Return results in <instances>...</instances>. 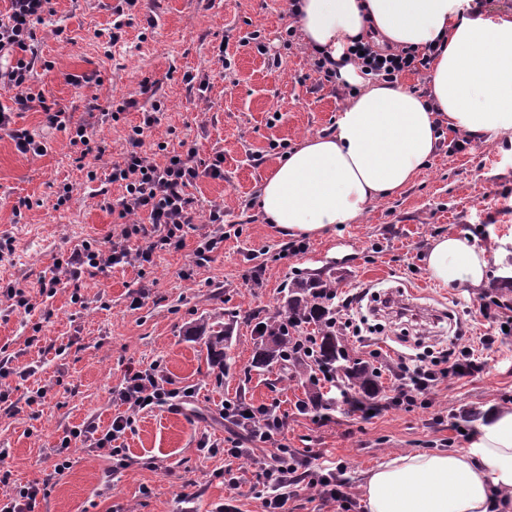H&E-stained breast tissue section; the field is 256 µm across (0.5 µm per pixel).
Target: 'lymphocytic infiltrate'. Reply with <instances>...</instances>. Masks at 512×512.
Wrapping results in <instances>:
<instances>
[{
    "instance_id": "f902f5d3",
    "label": "lymphocytic infiltrate",
    "mask_w": 512,
    "mask_h": 512,
    "mask_svg": "<svg viewBox=\"0 0 512 512\" xmlns=\"http://www.w3.org/2000/svg\"><path fill=\"white\" fill-rule=\"evenodd\" d=\"M52 13V0H9L8 11L0 13V84L15 90L13 107H27L31 100L26 89L35 63L32 52L36 27ZM348 53L364 74L395 84L403 74L429 70L437 51L433 48L424 51L410 48L382 50L370 43L357 41L349 47ZM141 91L153 97V82H143ZM13 107L0 105V130H11L19 152L43 155L45 146L34 134L26 129H12ZM162 109V102L153 97L150 112L146 113L142 124L132 127L121 159L112 164L109 179L124 189L116 202L122 222L117 241L106 252L97 242L85 240L67 256L58 258L56 276L41 285L46 296L55 294L60 276L77 281L91 270L106 266L128 264L142 267L152 264L155 251L182 247L184 237L192 227L195 207V199L189 189L201 176L223 177L224 156L216 154L201 167L194 161V148L172 152L167 141L160 140L156 146L166 153L167 160L161 165L151 161L143 153L142 146L146 133L158 122L157 112ZM134 240L139 243L135 249L130 246ZM482 369V362L466 347L445 366L435 361L413 367L399 363L393 396L375 398L369 402L368 408L380 412L412 406L419 395L439 382L471 376ZM194 394L195 388L191 385L171 387L160 365L128 370L122 387L112 396L113 402L121 405L122 410L113 418L110 428L103 433L91 426L70 429L52 448L56 470L67 468L68 451L77 442L112 457L118 465H127L126 450L119 441L133 429L136 414L151 407L179 408ZM220 415L265 442L271 441L283 426L282 417L270 405L256 407L237 401L222 406ZM298 468V461L289 459L288 450L282 445L262 462L259 477L268 490L262 502L264 512H284L288 500L286 490L297 484Z\"/></svg>"
}]
</instances>
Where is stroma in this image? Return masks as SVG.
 <instances>
[{
	"label": "stroma",
	"mask_w": 512,
	"mask_h": 512,
	"mask_svg": "<svg viewBox=\"0 0 512 512\" xmlns=\"http://www.w3.org/2000/svg\"><path fill=\"white\" fill-rule=\"evenodd\" d=\"M120 0H54V16L37 28L41 59L30 91L35 100L16 111V127L44 137V155L18 152L0 131V238L13 251L0 257V289H25L35 308L25 314L0 303V347L12 359L15 377L8 401L0 402V500L15 486L45 485L37 512H213L224 499L240 512H263L256 471L274 443L243 439L241 431L219 416L224 400L258 406L278 404L284 429L275 443L295 459L308 462L309 478L325 465H339L350 487L349 512H366L364 474L397 455L467 448L477 428L462 423L467 410L512 407V335L484 349L477 375L439 384L424 402L363 417L350 411L343 383L320 382L322 407L307 406L309 385L290 368L254 367V328L258 319L277 314L294 273L323 270L335 279L338 299L365 288H391L414 294V303L432 317L425 328L441 339L432 356L442 358L482 330L475 320L512 268V145L487 135L455 152L456 130L444 127L441 148L417 181L376 203L355 224H343L322 237L308 238L307 251L280 258L289 237L266 223L259 211V188L277 160L304 138L327 134L348 96L340 86L319 84L301 42L283 48L280 34L289 18L281 0H141L120 31H113ZM63 36H56V28ZM261 30L264 49L246 36ZM230 69H222L218 53ZM208 75L210 87L199 95L186 75ZM155 83L165 105L144 149L157 163L171 148L187 142L199 161L224 155V176L200 178L191 193L197 200L194 228L183 247L156 253L146 269L128 265L93 270L79 282L60 281L54 296L41 295L42 280L55 273L57 258L85 240L110 249L118 220L112 206L122 195L110 183L111 163L132 126L141 124L150 102L139 93L143 80ZM135 99L119 121L107 115L111 101ZM69 112L73 122H89L106 152L102 159L78 160L66 132L47 128L45 108ZM95 180H88V170ZM72 186L65 204L60 187ZM25 208H18V201ZM224 209L229 236L203 267H192L193 251L212 206ZM458 233L477 246L503 249L492 265L486 288L444 286L424 264L432 238ZM260 280H253V270ZM84 302H71L73 291ZM139 308H132L134 297ZM219 317L229 329L225 370L208 364L205 345L191 330ZM403 321L388 317L383 327L361 331L346 341L350 359L380 369L383 395L393 379L386 370L403 353L415 357ZM36 344H29L30 336ZM161 364L174 385H192L191 404L140 412L124 444L125 467L111 457L75 445L71 465L55 472L49 454L66 429L91 423L107 430L114 408L112 393L128 369ZM27 379H19L20 371ZM46 392L41 404H25L30 389ZM243 441L247 456L202 455L201 438ZM232 465L237 490L221 473ZM153 495H143V487Z\"/></svg>",
	"instance_id": "1"
}]
</instances>
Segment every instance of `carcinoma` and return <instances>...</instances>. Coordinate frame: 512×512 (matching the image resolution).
Segmentation results:
<instances>
[{
	"mask_svg": "<svg viewBox=\"0 0 512 512\" xmlns=\"http://www.w3.org/2000/svg\"><path fill=\"white\" fill-rule=\"evenodd\" d=\"M331 277L318 273L296 275L288 284L284 296L285 315L272 316L257 322L263 329L255 330L256 350L253 363L257 368H268L281 363L292 367L310 382L311 367L326 366L336 378L346 383L354 394L370 398L381 393L377 371L365 362L350 360L343 339L331 326L334 316L331 302ZM312 328L316 343L314 354L307 356L294 347L290 330ZM192 336L205 337L208 363L220 370L228 359L224 321L213 318L190 331Z\"/></svg>",
	"mask_w": 512,
	"mask_h": 512,
	"instance_id": "1",
	"label": "carcinoma"
}]
</instances>
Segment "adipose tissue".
<instances>
[{
    "label": "adipose tissue",
    "mask_w": 512,
    "mask_h": 512,
    "mask_svg": "<svg viewBox=\"0 0 512 512\" xmlns=\"http://www.w3.org/2000/svg\"><path fill=\"white\" fill-rule=\"evenodd\" d=\"M308 50L340 61L359 88L332 133L305 138L263 179L259 206L291 234L325 235L354 224L412 185L440 146V122L472 137H512V13L476 0H299L294 17ZM393 49L438 47L430 88L364 80L347 50L358 38ZM496 251L459 234L431 240L429 276L485 287ZM367 512H506L512 507V410H490L468 448L408 453L366 473Z\"/></svg>",
    "instance_id": "ef3b65f1"
}]
</instances>
